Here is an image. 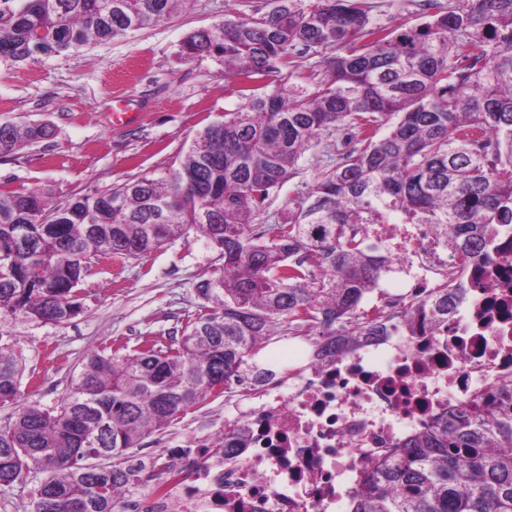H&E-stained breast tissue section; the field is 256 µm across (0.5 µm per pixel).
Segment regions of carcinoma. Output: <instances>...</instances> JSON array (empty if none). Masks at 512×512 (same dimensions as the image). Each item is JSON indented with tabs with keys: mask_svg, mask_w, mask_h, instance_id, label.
Returning a JSON list of instances; mask_svg holds the SVG:
<instances>
[{
	"mask_svg": "<svg viewBox=\"0 0 512 512\" xmlns=\"http://www.w3.org/2000/svg\"><path fill=\"white\" fill-rule=\"evenodd\" d=\"M0 9V61L78 56L171 19L189 0H16ZM412 27L376 24L366 0H279L264 14L190 33L188 58L237 77L245 105L198 133L169 168L59 207L38 189L0 191V315L64 324L92 260L129 258L193 232L224 264L170 344L88 354L52 411L23 406L0 428V486L45 475L31 512H113L129 453L242 373L271 337L303 328L351 337L381 319L363 307L389 271L362 224H436L461 261L489 260L512 224V0H424ZM318 54L325 76L269 78ZM332 127L352 148L273 224L256 217ZM47 135L0 127V155ZM429 329L448 316V292ZM22 363L0 346V402ZM224 432L221 453L243 448ZM352 512H512V383L478 394L380 459Z\"/></svg>",
	"mask_w": 512,
	"mask_h": 512,
	"instance_id": "cac0c4a2",
	"label": "carcinoma"
}]
</instances>
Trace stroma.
Here are the masks:
<instances>
[{
	"label": "stroma",
	"mask_w": 512,
	"mask_h": 512,
	"mask_svg": "<svg viewBox=\"0 0 512 512\" xmlns=\"http://www.w3.org/2000/svg\"><path fill=\"white\" fill-rule=\"evenodd\" d=\"M368 3L372 18L389 28L424 19L421 0ZM274 6V0H189L170 20L88 45L80 56L1 63L0 123L46 124L53 134L0 159V190L44 188L53 204L63 205L171 165L206 125L243 104L223 64L186 58L183 40L225 18ZM120 102L139 112L138 124L113 125L112 109ZM344 139V132H324L300 159L297 174L266 201L260 222L281 219ZM217 257L203 238L189 233L140 257L99 259L82 284L80 311L67 323L33 321L20 313L0 317V346L21 352L25 364L16 399L0 404V427L26 404L54 409L88 352L115 341L134 347L146 339L180 337L200 306L195 283L215 268ZM248 404L245 392L206 398L183 419L146 436L131 456L155 463L188 440L206 442Z\"/></svg>",
	"instance_id": "obj_1"
}]
</instances>
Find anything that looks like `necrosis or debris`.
<instances>
[{
	"label": "necrosis or debris",
	"mask_w": 512,
	"mask_h": 512,
	"mask_svg": "<svg viewBox=\"0 0 512 512\" xmlns=\"http://www.w3.org/2000/svg\"><path fill=\"white\" fill-rule=\"evenodd\" d=\"M360 235L390 251L396 270L374 296L385 331L318 358L296 336L287 379H270L237 413L247 444L212 458L209 447L169 451L158 477L118 488L114 512H350L364 475L387 451L444 411L512 381V226L494 262L461 263L430 224H366ZM448 316L410 332V307L432 305L448 277Z\"/></svg>",
	"instance_id": "4bbe7bcc"
}]
</instances>
